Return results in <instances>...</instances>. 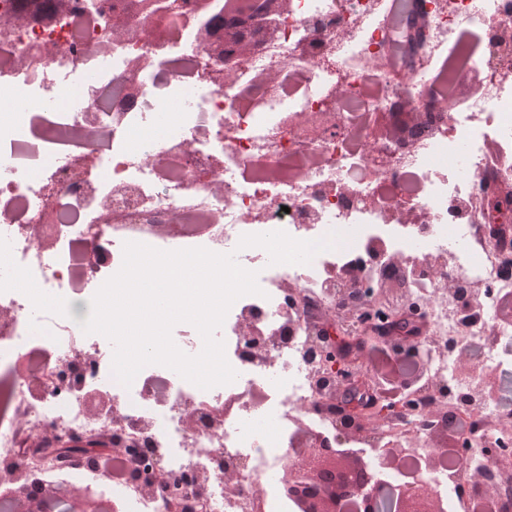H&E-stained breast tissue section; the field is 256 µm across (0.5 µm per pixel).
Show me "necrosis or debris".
<instances>
[{
    "label": "necrosis or debris",
    "instance_id": "necrosis-or-debris-1",
    "mask_svg": "<svg viewBox=\"0 0 512 512\" xmlns=\"http://www.w3.org/2000/svg\"><path fill=\"white\" fill-rule=\"evenodd\" d=\"M164 3L148 40H109L114 15L138 21L128 0H70L68 13L0 29V98L20 103L0 112V237L41 290L86 299L119 271L128 241L235 253L263 290L239 298L218 332L237 378L203 390L152 364L123 386L108 339L84 334L71 319L34 314L21 292L0 293V308L11 313L0 322V466L27 464L18 452L26 425L113 436L136 444L124 469L160 467L183 484L187 506L239 512L234 500L249 499L259 485L263 512H296L278 473L300 427L314 445L337 446L331 419L308 409L315 393L305 360L313 347L307 305L338 301L355 273L361 289L396 276L429 299L440 283L480 280L488 292L460 313L456 328L474 362L502 368L506 387L493 402L458 413L462 449L434 480L447 512H512V491L483 503L464 491L466 474L487 463L486 449L512 455V433L490 424L496 415L512 417V324L496 320L512 292V267L491 258L482 231L493 217L485 197L512 181V51L491 39L493 29L512 27V0H291L274 20L273 39L215 60L198 55L197 30L227 22L224 0H210L204 13L197 0ZM414 6L428 25L420 55L408 64L392 26ZM102 42L107 51L95 53ZM44 44L55 53L40 55ZM22 53L28 63L20 68ZM262 72L277 74V82L257 81ZM226 73L233 82L223 81ZM398 98L428 116L404 145L372 131L373 117ZM164 111L169 128L160 134ZM337 114L338 129L308 139L302 116ZM489 140L497 144L492 163L484 152ZM149 153L163 166L147 163ZM108 197L107 216L100 203ZM275 230L299 240L334 231L348 238L307 265H273L264 249L237 247L243 235ZM46 233L53 249L39 244ZM292 285L299 296L289 295ZM33 319L42 332L30 331ZM246 326L270 337L265 356L247 344ZM21 359L41 374V393H27L16 377ZM440 385L464 393L454 356L433 359L415 385L422 407L437 399ZM92 392L119 402L120 423L87 417ZM227 401L233 407L224 430L212 433L210 411ZM190 412L191 433L184 425ZM419 422L396 416L349 445L365 449L373 467L378 448L398 434L414 437ZM226 467L240 475L236 498L219 481L202 490L189 483L193 469Z\"/></svg>",
    "mask_w": 512,
    "mask_h": 512
}]
</instances>
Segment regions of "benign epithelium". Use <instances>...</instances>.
Here are the masks:
<instances>
[{"instance_id":"1","label":"benign epithelium","mask_w":512,"mask_h":512,"mask_svg":"<svg viewBox=\"0 0 512 512\" xmlns=\"http://www.w3.org/2000/svg\"><path fill=\"white\" fill-rule=\"evenodd\" d=\"M136 10L142 21L134 27L127 24L121 15L112 18L111 38L146 37L153 32L156 0H138ZM421 30V21L416 16H409L395 26L396 39L402 52L410 59L419 52ZM273 31L271 21L237 26L224 31L221 42L215 40L211 32L204 31L198 37L197 53L214 58L223 54L228 44L246 52L254 39ZM393 112L398 114V118L385 114L375 119L376 131L379 135L401 141L405 138L406 129L421 120V116L405 101L397 102ZM357 280L358 276L352 277L351 288L341 297L340 309L326 304L321 308L315 306L306 314L315 322L314 333L321 341L320 360L313 370L318 404L323 409L335 411L336 440L341 444L353 434L374 431L378 426L389 423L386 415L377 412L383 397L399 398L407 411L417 413L418 406L409 390L422 379L431 358L447 355L444 350L446 342L440 332L425 340L415 333L405 336L399 329L403 320L415 324L427 317L430 300L415 296L406 285L389 278L369 293L370 303L364 305L355 289ZM483 296L484 284L479 280L469 282L462 292L457 283L450 281L438 293L441 304L448 306L450 319L456 315L459 302L477 305ZM457 353L455 379L466 389L467 403L476 405L495 399L499 391L498 370L471 363L465 357V346L461 343L457 344ZM460 407L457 399L445 394L438 407L426 416L427 430L424 434L382 449L376 472L359 491L357 512H381L385 474L404 469L407 461L416 455L420 456V461L413 468L412 480L399 487L387 506V512H445L444 501L428 477L436 469L441 452V449L432 447L430 441L437 439L446 448L457 447L456 433L445 427L443 420ZM105 411L115 420L122 416L120 405L107 395L92 393L87 397L88 416L94 417ZM87 442L86 438L57 433L46 439L35 432L29 440V447L53 448L57 468L65 470L83 464L86 454L82 452V446ZM98 443L94 459L103 467L113 455H129L135 447L134 443L123 441L108 443L100 439ZM326 462L328 458L324 452L306 448L284 466L282 484L290 493L308 487ZM214 477L225 480L227 493H235L239 475L232 470L201 469L193 474L192 480L197 485H207ZM38 478L40 471L37 468L0 469V488L11 492L15 503L28 504L21 512H41L37 503L27 500V489ZM166 483L164 472L156 469L151 476L142 478L140 490L150 496ZM470 483L472 490L482 494L488 489L497 493L502 487L497 475L488 469L474 473ZM102 495L103 491L98 486L85 487L84 495L74 499L75 512H98Z\"/></svg>"}]
</instances>
